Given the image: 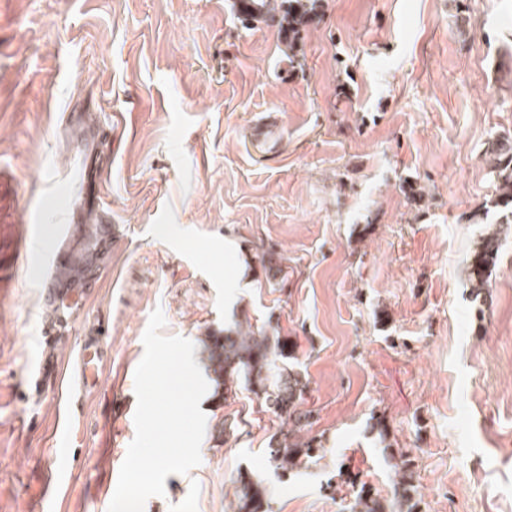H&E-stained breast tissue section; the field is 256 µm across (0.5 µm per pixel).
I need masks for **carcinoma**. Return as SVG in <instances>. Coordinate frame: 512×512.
<instances>
[{"label": "carcinoma", "instance_id": "obj_1", "mask_svg": "<svg viewBox=\"0 0 512 512\" xmlns=\"http://www.w3.org/2000/svg\"><path fill=\"white\" fill-rule=\"evenodd\" d=\"M321 0H234V10L241 23L273 22L278 28L279 43L294 64L302 55V32L317 14ZM497 201L511 211L502 223L512 224V138L496 143L490 152ZM499 233H485L474 250L471 265V287L485 288L488 270L495 263ZM203 352L213 373L215 395L228 400L243 385L255 394L260 407L283 418L288 431L275 432L269 437L271 466L281 475L293 474L308 466L322 451L321 443L309 435L312 411L303 408L308 380L295 368L284 363L292 358L288 342L272 338L268 330L252 324L237 325L213 333L204 341ZM394 472V503L360 488L353 499L352 512H418L420 499L415 485L412 459L402 451L385 447ZM237 512H268L266 488L250 476H239Z\"/></svg>", "mask_w": 512, "mask_h": 512}]
</instances>
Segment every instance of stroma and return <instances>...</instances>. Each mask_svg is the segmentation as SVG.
<instances>
[{
	"mask_svg": "<svg viewBox=\"0 0 512 512\" xmlns=\"http://www.w3.org/2000/svg\"><path fill=\"white\" fill-rule=\"evenodd\" d=\"M322 5L292 66L275 24L242 27L232 0H0V512H107L157 308L197 346L244 319L293 343L324 451L278 476L282 421L249 390L206 394L200 464L145 512H228L242 472L272 512H351L350 480L391 497L388 443L414 460L419 512H512V224L486 163L512 137V0ZM115 120L105 279L50 346L38 284L63 193ZM94 325L102 379L61 404L56 366ZM499 233L497 229L488 230L474 250L471 265L470 282L476 291L485 288L488 270L495 263L498 251Z\"/></svg>",
	"mask_w": 512,
	"mask_h": 512,
	"instance_id": "35a3bbf8",
	"label": "stroma"
}]
</instances>
